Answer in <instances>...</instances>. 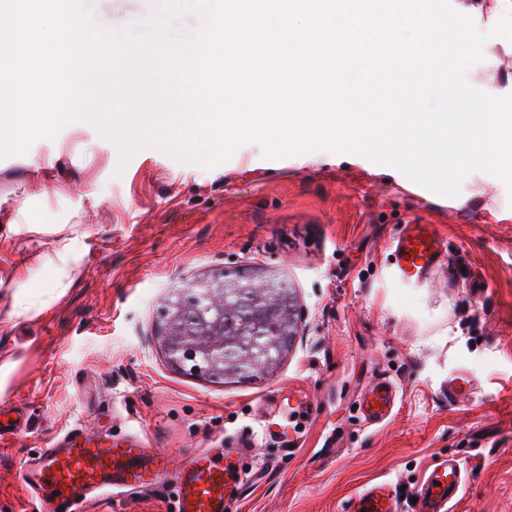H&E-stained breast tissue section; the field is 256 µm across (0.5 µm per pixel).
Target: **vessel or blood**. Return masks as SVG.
<instances>
[{"instance_id": "vessel-or-blood-1", "label": "vessel or blood", "mask_w": 512, "mask_h": 512, "mask_svg": "<svg viewBox=\"0 0 512 512\" xmlns=\"http://www.w3.org/2000/svg\"><path fill=\"white\" fill-rule=\"evenodd\" d=\"M396 273L409 283L422 282L443 255L442 242L431 225L413 224L393 241ZM395 385L385 379L367 390L360 412L367 424L384 422L396 402ZM29 416L20 407H0V437L25 436ZM23 489L35 500L37 512H84L95 499L129 489L170 483L177 491L176 512H233L235 489L242 470L225 465L223 453L193 451L180 467L138 434L112 437L77 424L51 436L36 455L18 468ZM465 484L455 459H444L416 493L418 512H447ZM390 484L378 482L353 497L350 512H394Z\"/></svg>"}]
</instances>
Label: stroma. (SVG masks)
Returning <instances> with one entry per match:
<instances>
[{
  "mask_svg": "<svg viewBox=\"0 0 512 512\" xmlns=\"http://www.w3.org/2000/svg\"><path fill=\"white\" fill-rule=\"evenodd\" d=\"M121 27L159 15L156 0H93ZM466 73L512 97V40L490 37ZM58 157L45 188L37 162ZM119 152L90 124L35 139L0 160V403H23L26 436L0 440V512H30L15 480L22 459L75 423L119 437L140 432L181 464L192 451L234 448L245 467L236 512H345L367 484L403 491L399 512L437 461L466 486L453 512H512V189L469 174L458 197L405 189L386 166L319 150L281 159L241 145L225 163H181L147 148ZM33 224L86 233L75 284L33 315L12 279L49 283L54 235L9 234L15 207ZM432 225L446 250L424 284L401 281L391 243ZM285 274L297 332L276 371L217 384L174 370L158 314L175 288L210 271ZM464 372L469 395L449 399ZM399 390L390 418L368 426L363 394ZM173 486L87 512H175Z\"/></svg>",
  "mask_w": 512,
  "mask_h": 512,
  "instance_id": "obj_1",
  "label": "stroma"
}]
</instances>
